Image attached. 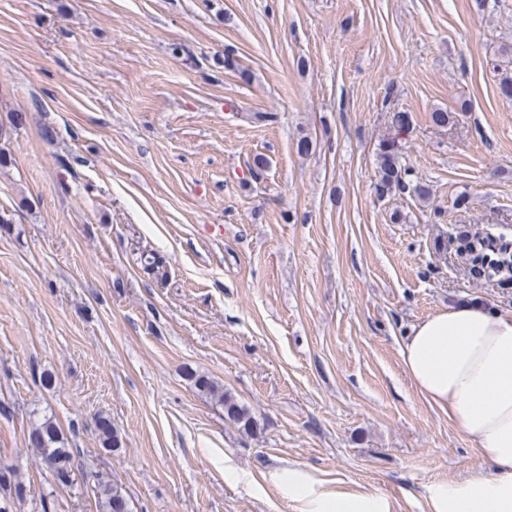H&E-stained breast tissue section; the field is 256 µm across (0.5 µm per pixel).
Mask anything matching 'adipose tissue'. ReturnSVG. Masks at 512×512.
<instances>
[{"instance_id":"1","label":"adipose tissue","mask_w":512,"mask_h":512,"mask_svg":"<svg viewBox=\"0 0 512 512\" xmlns=\"http://www.w3.org/2000/svg\"><path fill=\"white\" fill-rule=\"evenodd\" d=\"M400 353L419 392L470 439L486 471L435 485L429 512H512V309L465 302L414 324ZM304 512H392L377 494L317 491L291 470L282 474Z\"/></svg>"}]
</instances>
